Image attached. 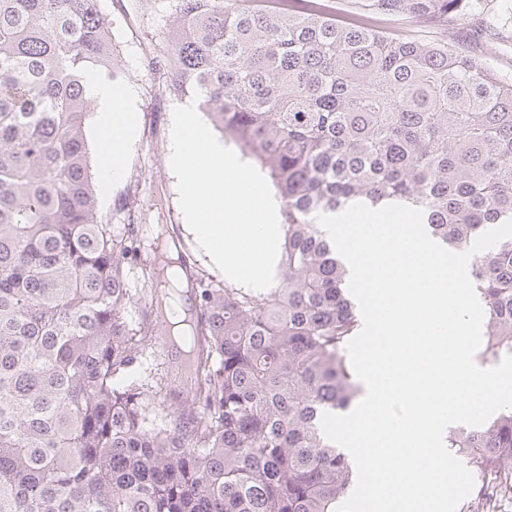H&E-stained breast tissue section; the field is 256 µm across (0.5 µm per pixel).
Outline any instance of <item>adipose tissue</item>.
<instances>
[{"mask_svg": "<svg viewBox=\"0 0 512 512\" xmlns=\"http://www.w3.org/2000/svg\"><path fill=\"white\" fill-rule=\"evenodd\" d=\"M92 93L100 109L99 151L104 180L111 181L121 176L128 141L136 126L137 116L127 105L130 93L114 88L111 84L93 80Z\"/></svg>", "mask_w": 512, "mask_h": 512, "instance_id": "ef3b65f1", "label": "adipose tissue"}]
</instances>
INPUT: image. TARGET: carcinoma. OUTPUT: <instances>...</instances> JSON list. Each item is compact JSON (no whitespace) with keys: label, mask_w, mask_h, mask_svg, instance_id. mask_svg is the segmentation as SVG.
<instances>
[{"label":"carcinoma","mask_w":512,"mask_h":512,"mask_svg":"<svg viewBox=\"0 0 512 512\" xmlns=\"http://www.w3.org/2000/svg\"><path fill=\"white\" fill-rule=\"evenodd\" d=\"M167 27L156 70L260 167L281 204L276 286L199 281L183 389L137 378L167 319L160 256L107 224L87 151L89 79L118 82L105 0H0V512H336L352 459L324 413L361 392L362 317L316 215L354 203L424 212L465 251L512 219V79L445 39L487 0H141ZM407 22L390 30L374 19ZM485 363L512 355V238L478 257ZM136 321L128 305L145 298ZM181 407L171 423L166 402ZM480 481L471 512L512 499V409L449 430Z\"/></svg>","instance_id":"1"}]
</instances>
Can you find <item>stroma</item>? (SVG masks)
Listing matches in <instances>:
<instances>
[{"instance_id": "35a3bbf8", "label": "stroma", "mask_w": 512, "mask_h": 512, "mask_svg": "<svg viewBox=\"0 0 512 512\" xmlns=\"http://www.w3.org/2000/svg\"><path fill=\"white\" fill-rule=\"evenodd\" d=\"M108 12L112 44L125 73L121 85L134 92L138 120L122 178L108 184L99 177L94 180L101 211L109 223L140 224L151 232H163L165 238L179 243L191 274L223 284L224 276L211 267L184 227L176 178L169 165V115L177 98L165 92L162 78L145 57L146 49L155 48L154 35L165 19L161 14L136 8L134 0H109ZM448 39L486 59L493 69L512 74L511 13L506 15L496 39L469 27L450 31Z\"/></svg>"}]
</instances>
